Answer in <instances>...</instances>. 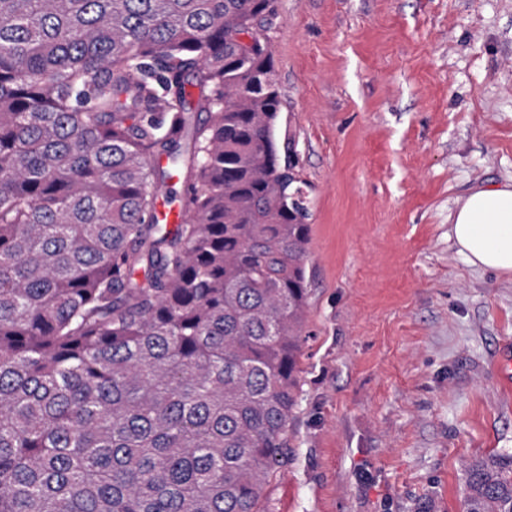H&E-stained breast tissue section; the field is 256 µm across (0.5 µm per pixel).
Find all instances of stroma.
I'll return each instance as SVG.
<instances>
[{"label": "stroma", "mask_w": 512, "mask_h": 512, "mask_svg": "<svg viewBox=\"0 0 512 512\" xmlns=\"http://www.w3.org/2000/svg\"><path fill=\"white\" fill-rule=\"evenodd\" d=\"M280 126L306 182L309 337L269 512H464L512 454V276L451 235L512 179V0H278Z\"/></svg>", "instance_id": "obj_1"}]
</instances>
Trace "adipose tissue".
<instances>
[{
    "label": "adipose tissue",
    "mask_w": 512,
    "mask_h": 512,
    "mask_svg": "<svg viewBox=\"0 0 512 512\" xmlns=\"http://www.w3.org/2000/svg\"><path fill=\"white\" fill-rule=\"evenodd\" d=\"M452 235L466 263L512 275V180L459 200Z\"/></svg>",
    "instance_id": "obj_1"
}]
</instances>
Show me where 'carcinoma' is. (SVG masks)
Here are the masks:
<instances>
[{
  "label": "carcinoma",
  "instance_id": "carcinoma-1",
  "mask_svg": "<svg viewBox=\"0 0 512 512\" xmlns=\"http://www.w3.org/2000/svg\"><path fill=\"white\" fill-rule=\"evenodd\" d=\"M276 15L0 0V512H266L309 316ZM463 472L512 512V455Z\"/></svg>",
  "mask_w": 512,
  "mask_h": 512
}]
</instances>
